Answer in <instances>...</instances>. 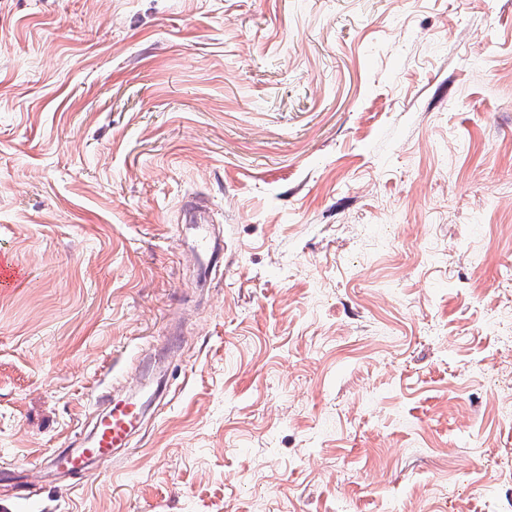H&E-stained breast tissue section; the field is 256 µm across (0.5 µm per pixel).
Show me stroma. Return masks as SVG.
Masks as SVG:
<instances>
[{
  "instance_id": "obj_1",
  "label": "stroma",
  "mask_w": 512,
  "mask_h": 512,
  "mask_svg": "<svg viewBox=\"0 0 512 512\" xmlns=\"http://www.w3.org/2000/svg\"><path fill=\"white\" fill-rule=\"evenodd\" d=\"M1 252L0 512L512 500V0H0ZM139 386L127 452L40 478ZM183 220L184 224H194V249L202 265H205L206 272L216 256L223 250L222 241L212 238L210 235L211 220L206 210L187 203L183 210Z\"/></svg>"
}]
</instances>
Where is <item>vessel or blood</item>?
I'll use <instances>...</instances> for the list:
<instances>
[{
	"instance_id": "obj_1",
	"label": "vessel or blood",
	"mask_w": 512,
	"mask_h": 512,
	"mask_svg": "<svg viewBox=\"0 0 512 512\" xmlns=\"http://www.w3.org/2000/svg\"><path fill=\"white\" fill-rule=\"evenodd\" d=\"M183 220L194 229V249L202 265H210L222 251L223 244L209 233L211 220L208 212L189 203L184 207ZM144 410L145 405L139 400L112 403L97 421L88 440L55 449L39 457V472H50L64 480L75 473L88 474L99 459L128 448L141 424Z\"/></svg>"
}]
</instances>
